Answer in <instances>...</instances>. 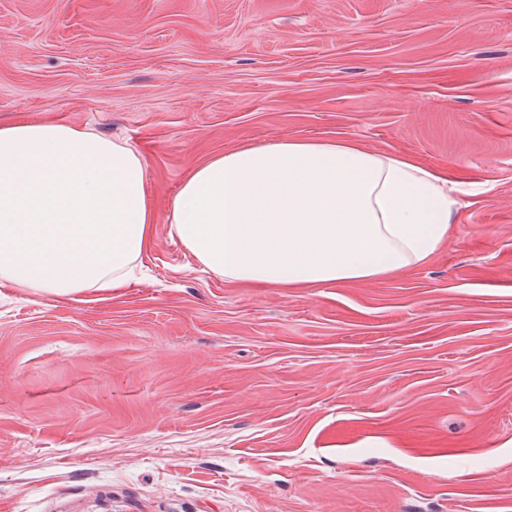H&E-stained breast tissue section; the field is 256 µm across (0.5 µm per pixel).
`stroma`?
<instances>
[{
    "mask_svg": "<svg viewBox=\"0 0 512 512\" xmlns=\"http://www.w3.org/2000/svg\"><path fill=\"white\" fill-rule=\"evenodd\" d=\"M49 120L142 154L152 242L0 288V512H512V0H0V125ZM278 137L478 191L378 281L202 271L171 198Z\"/></svg>",
    "mask_w": 512,
    "mask_h": 512,
    "instance_id": "stroma-1",
    "label": "stroma"
}]
</instances>
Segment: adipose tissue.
<instances>
[{
    "label": "adipose tissue",
    "mask_w": 512,
    "mask_h": 512,
    "mask_svg": "<svg viewBox=\"0 0 512 512\" xmlns=\"http://www.w3.org/2000/svg\"><path fill=\"white\" fill-rule=\"evenodd\" d=\"M459 192L400 154L284 137L199 165L168 222L205 271L257 289L316 288L429 261ZM153 222L139 151L64 122L0 126V287L124 288Z\"/></svg>",
    "instance_id": "adipose-tissue-1"
}]
</instances>
